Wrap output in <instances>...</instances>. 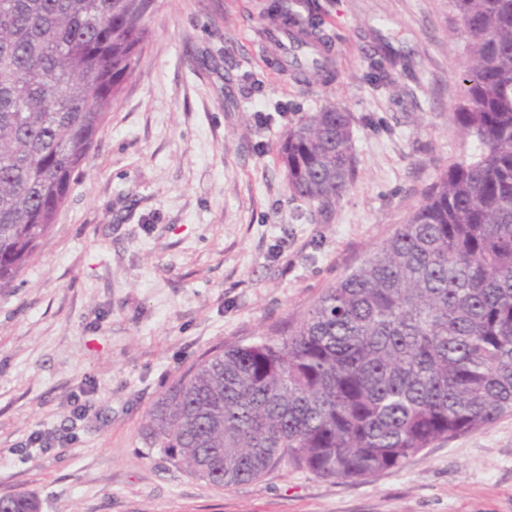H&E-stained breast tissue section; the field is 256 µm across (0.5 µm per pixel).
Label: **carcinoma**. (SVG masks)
I'll return each mask as SVG.
<instances>
[{
	"label": "carcinoma",
	"instance_id": "1",
	"mask_svg": "<svg viewBox=\"0 0 512 512\" xmlns=\"http://www.w3.org/2000/svg\"><path fill=\"white\" fill-rule=\"evenodd\" d=\"M155 0H0V289L34 259L149 37ZM466 35L453 118L474 144L293 330L229 346L147 413L149 446L218 486L281 465L362 479L512 413V0H449ZM292 196L355 178L351 116L288 129ZM21 493L0 512H39Z\"/></svg>",
	"mask_w": 512,
	"mask_h": 512
}]
</instances>
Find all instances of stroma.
I'll list each match as a JSON object with an SVG mask.
<instances>
[{"label":"stroma","mask_w":512,"mask_h":512,"mask_svg":"<svg viewBox=\"0 0 512 512\" xmlns=\"http://www.w3.org/2000/svg\"><path fill=\"white\" fill-rule=\"evenodd\" d=\"M271 0H157L132 77L38 256L0 290V496L40 512H512V413L363 480L281 466L221 487L144 439L168 386L226 346L296 324L473 151L453 121L466 38L448 0L317 8L330 82L264 31ZM405 58L376 84L379 50ZM356 176L291 196L279 149L327 102ZM39 509L38 500L29 494L0 497V512H39Z\"/></svg>","instance_id":"35a3bbf8"}]
</instances>
